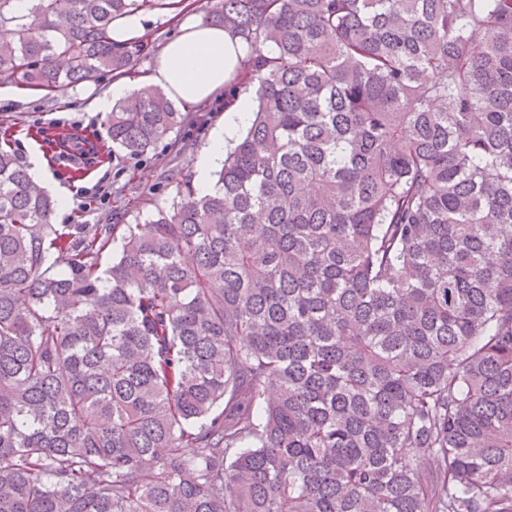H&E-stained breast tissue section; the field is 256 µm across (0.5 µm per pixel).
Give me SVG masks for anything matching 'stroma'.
<instances>
[{"label": "stroma", "instance_id": "35a3bbf8", "mask_svg": "<svg viewBox=\"0 0 512 512\" xmlns=\"http://www.w3.org/2000/svg\"><path fill=\"white\" fill-rule=\"evenodd\" d=\"M143 35L151 51L137 62L127 82L141 87L146 75L157 62L163 46L178 30L173 9L142 12ZM112 81L103 74L92 82L71 86L68 97L36 87L18 86L10 99H0V129L9 131L11 147L23 160L39 156L58 191L70 200L64 211L55 212L57 224H142L160 208L170 207L175 198L174 182L195 179V161L208 145L210 134L224 115L223 95H216L201 105L205 120L185 141L168 134L151 159L138 166L137 181L142 203L139 209L116 215L112 212V193L125 178L120 158L87 160L63 157L55 143L57 135L75 132L84 137L104 136L105 115L92 111L87 93L103 90Z\"/></svg>", "mask_w": 512, "mask_h": 512}]
</instances>
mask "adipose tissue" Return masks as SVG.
I'll return each instance as SVG.
<instances>
[{"label":"adipose tissue","instance_id":"ef3b65f1","mask_svg":"<svg viewBox=\"0 0 512 512\" xmlns=\"http://www.w3.org/2000/svg\"><path fill=\"white\" fill-rule=\"evenodd\" d=\"M244 57L238 37L221 26L183 14L179 17L178 33L165 45L149 75V82L174 102L199 103L223 90ZM252 107V98L247 93L227 107L226 118L213 132L205 153L196 161L198 192H213L210 171L223 160L228 141L247 125Z\"/></svg>","mask_w":512,"mask_h":512}]
</instances>
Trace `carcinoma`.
Here are the masks:
<instances>
[{"label": "carcinoma", "mask_w": 512, "mask_h": 512, "mask_svg": "<svg viewBox=\"0 0 512 512\" xmlns=\"http://www.w3.org/2000/svg\"><path fill=\"white\" fill-rule=\"evenodd\" d=\"M12 3L0 80L45 90L129 74L112 23L166 6ZM207 20L255 102L214 192L53 224L0 144V512H512V0ZM202 121L146 85L106 134L140 161Z\"/></svg>", "instance_id": "obj_1"}]
</instances>
